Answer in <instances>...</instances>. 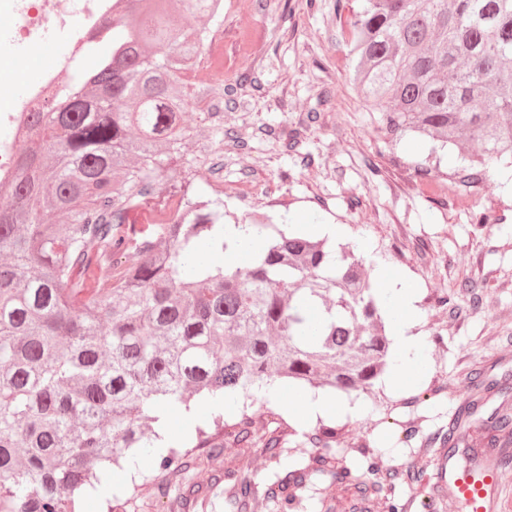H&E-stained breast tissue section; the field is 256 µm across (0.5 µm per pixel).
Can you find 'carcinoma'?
I'll return each mask as SVG.
<instances>
[{
	"mask_svg": "<svg viewBox=\"0 0 512 512\" xmlns=\"http://www.w3.org/2000/svg\"><path fill=\"white\" fill-rule=\"evenodd\" d=\"M94 70L62 89L56 106L29 117L18 168L0 210V512H82L75 497L102 484L106 464L130 449L148 454L160 405L220 393L223 404L156 457L186 494V512L229 484L233 503L255 497L252 481L213 470L190 481L195 453L224 448V413L239 408L235 439L261 446L282 475L264 496L290 512L313 475L354 482L403 512L371 460L359 474L333 465L335 429L320 424L309 462L282 459L281 437L252 438L246 400L273 378L339 394L367 392L389 364L379 289L362 278V257L325 239L240 227L264 240L235 268L224 256V200L191 189L195 173L171 178L153 222L129 221L153 194L164 158L187 137L183 76L199 63L192 24L220 17L222 0H127ZM352 81L381 112L390 138L410 132L461 158L464 186L485 162L512 168V0H361L347 18ZM481 145L463 153L462 138ZM458 410L440 443L476 413L481 393ZM481 425L509 436L512 412Z\"/></svg>",
	"mask_w": 512,
	"mask_h": 512,
	"instance_id": "1",
	"label": "carcinoma"
}]
</instances>
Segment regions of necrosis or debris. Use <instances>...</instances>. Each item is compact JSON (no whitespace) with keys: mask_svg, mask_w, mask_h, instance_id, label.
Masks as SVG:
<instances>
[{"mask_svg":"<svg viewBox=\"0 0 512 512\" xmlns=\"http://www.w3.org/2000/svg\"><path fill=\"white\" fill-rule=\"evenodd\" d=\"M115 0H0V56L15 55L19 44L38 45L46 29H67L71 37L57 44L53 62L24 99L0 105V127L11 137L0 141V184H9L16 172L15 148L26 131L30 113L42 111L51 100L58 74L74 61L92 65L91 44L102 42L115 16Z\"/></svg>","mask_w":512,"mask_h":512,"instance_id":"4bbe7bcc","label":"necrosis or debris"}]
</instances>
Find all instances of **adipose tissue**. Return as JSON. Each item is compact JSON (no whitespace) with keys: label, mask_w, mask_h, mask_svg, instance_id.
<instances>
[{"label":"adipose tissue","mask_w":512,"mask_h":512,"mask_svg":"<svg viewBox=\"0 0 512 512\" xmlns=\"http://www.w3.org/2000/svg\"><path fill=\"white\" fill-rule=\"evenodd\" d=\"M379 282L389 296L392 317L393 363L389 378L405 384L416 383L428 371L424 357L426 341L424 337L412 333L421 316L417 292L412 283L401 276L390 277L383 274L380 275ZM363 412L361 404L305 391L300 395L298 418L302 423L311 425L331 415L358 417Z\"/></svg>","instance_id":"ef3b65f1"}]
</instances>
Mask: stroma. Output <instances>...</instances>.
I'll use <instances>...</instances> for the list:
<instances>
[{"mask_svg": "<svg viewBox=\"0 0 512 512\" xmlns=\"http://www.w3.org/2000/svg\"><path fill=\"white\" fill-rule=\"evenodd\" d=\"M197 27L204 49L197 70L185 77L187 87L205 83L220 92L243 84L236 105L224 110L219 176L227 214L259 210L278 224L343 225L347 242H369L367 276L385 265L418 292L423 316L415 330L429 339L427 375L409 390L381 378L372 392L351 393L365 413L330 418L337 451L356 463L367 449L399 470L426 458L428 437L447 427L477 368L495 384L477 417L512 407V189L504 168L492 169L480 189L486 212L500 222L479 228L459 194L456 160L409 135L389 141L378 113L359 97L336 0H224L223 15ZM185 119L192 135L179 155L165 160L154 199L166 197L174 171L212 138L195 106L187 107ZM295 132L301 145L293 151L288 143ZM464 282L465 292L459 289ZM455 288L454 305L436 304L440 293ZM298 405L295 386L284 381L278 399L254 403L248 414L257 432L285 435L288 453L301 459L310 451L312 429L293 418ZM404 425L417 436L399 445ZM216 465L259 481L277 472L260 449L230 442Z\"/></svg>", "mask_w": 512, "mask_h": 512, "instance_id": "stroma-1", "label": "stroma"}]
</instances>
